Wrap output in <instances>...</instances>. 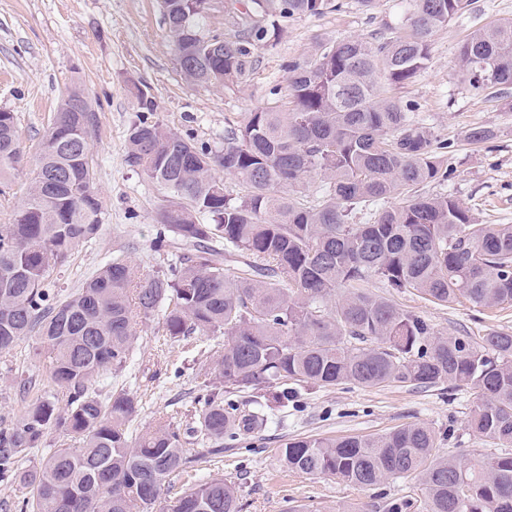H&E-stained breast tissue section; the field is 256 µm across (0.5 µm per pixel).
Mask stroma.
Here are the masks:
<instances>
[{"label": "stroma", "mask_w": 512, "mask_h": 512, "mask_svg": "<svg viewBox=\"0 0 512 512\" xmlns=\"http://www.w3.org/2000/svg\"><path fill=\"white\" fill-rule=\"evenodd\" d=\"M403 10L402 0H380L375 11L366 13L349 0L341 11L295 19L276 46L255 50L241 83L213 88L184 80L160 0H0V111L14 113L22 150L18 175L7 194H0V224L13 221L63 92L78 86L99 120L91 152L105 220L95 243L78 245L56 267V286L66 293L80 288L121 252L143 270L165 267L166 255L152 247L163 196L126 161L127 130L138 112L133 86L154 97L164 126L216 149L224 144L225 130L242 125L252 112L285 102L289 61L309 56L319 40L370 36L396 23ZM504 18H512V0H473L468 11L437 33L428 68L394 91L402 100L415 101L420 117L454 144L455 176L443 190L484 224H512V90L504 95L473 90L458 75L457 54L473 30ZM477 126L494 130L492 146L466 141L469 129ZM391 298L442 333L476 338L493 330L512 333V306L480 310L465 300L439 306L414 291ZM158 329L155 321L144 328L130 375L107 382L108 389L124 386L141 397L142 410L130 426L136 436L159 413L190 408L198 385L194 364L215 346L196 335L172 342ZM37 341L34 335L24 337L10 355L0 356V420L21 414L47 389L46 367L33 354ZM278 394V387H271L266 403L280 424L259 431L254 448L225 449L199 471L172 475L171 484L179 489L208 476L224 477L238 485L242 512H287L295 506L305 512H385L386 498L416 496L415 479L361 488L286 472L277 456L281 437L380 435L418 423L435 432L439 454L477 462L502 452L470 428L468 416L479 396L469 388L306 386L297 405L286 409Z\"/></svg>", "instance_id": "1"}]
</instances>
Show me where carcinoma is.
Wrapping results in <instances>:
<instances>
[{
	"label": "carcinoma",
	"instance_id": "carcinoma-1",
	"mask_svg": "<svg viewBox=\"0 0 512 512\" xmlns=\"http://www.w3.org/2000/svg\"><path fill=\"white\" fill-rule=\"evenodd\" d=\"M167 36L181 72L194 84L227 86L250 70L254 49L275 45L286 22L340 10L338 0H244L261 20L228 16L232 37L208 29L206 0H163ZM400 22L371 39L315 44L288 63L280 109L250 113L214 150L155 120L154 98L134 86L136 119L127 162L163 194L155 248L186 244L163 270L145 272L121 253L65 296L52 273L103 224L94 188L89 111L70 110L66 90L39 145L29 184L0 224V355L24 336L39 338L53 398H38L0 422V480L29 490L21 512H240L237 486L199 480L166 496L167 478L224 454L269 421L266 391L306 384L432 387L478 392L471 428L512 446V334L477 342L444 335L399 307L371 281L447 305H512V224H481L429 184L452 179L451 145L415 118L417 104L392 90L420 75L436 33L471 0H406ZM224 41L213 55L211 41ZM458 66L475 90L512 85V19L475 30ZM21 161L13 113L0 112V183ZM234 178L242 193L224 192ZM320 180L317 195L298 193ZM162 316L173 341L224 337L222 354L197 367L201 379L186 424L165 415L135 437L129 423L141 400L101 380L130 366L137 326ZM64 403H59V397ZM67 437L39 465L22 467L50 432ZM282 468L357 487L413 476L423 512H512V454L469 464L437 451L434 431L409 424L374 436L285 438Z\"/></svg>",
	"mask_w": 512,
	"mask_h": 512
}]
</instances>
